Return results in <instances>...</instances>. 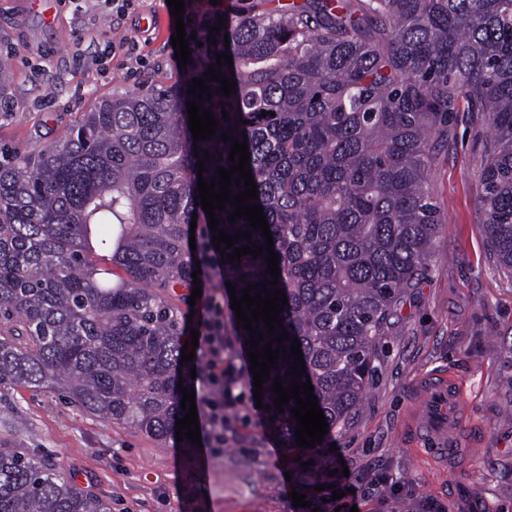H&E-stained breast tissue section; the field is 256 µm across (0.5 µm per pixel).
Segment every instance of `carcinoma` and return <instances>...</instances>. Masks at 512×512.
Segmentation results:
<instances>
[{"mask_svg": "<svg viewBox=\"0 0 512 512\" xmlns=\"http://www.w3.org/2000/svg\"><path fill=\"white\" fill-rule=\"evenodd\" d=\"M185 7L200 46L183 82L103 98L55 144L0 162V386L56 391L158 439L176 433L189 412L177 384L197 362L180 363L188 336L169 295L191 287L199 251L215 252L194 197L198 178L232 166V142L221 140L231 128L248 141L259 193L249 203L263 207L287 295L279 318L290 338L262 395L270 428L295 448L296 403L279 411L271 391L278 377L293 382L292 339L330 437L361 403L400 288L434 246L429 141L459 96L489 125L481 202L497 261L512 271V0L251 5L224 17L215 45L217 14ZM225 51L233 67L220 71L237 84L228 97L204 76ZM195 78L214 93L202 107L220 122L197 143L187 112ZM233 210L215 211L218 227L266 246L245 218L228 221ZM193 220L203 225L195 251ZM266 256L224 264L237 297L270 277ZM114 266L124 271L115 281ZM0 512L112 506L50 456L0 448Z\"/></svg>", "mask_w": 512, "mask_h": 512, "instance_id": "cac0c4a2", "label": "carcinoma"}]
</instances>
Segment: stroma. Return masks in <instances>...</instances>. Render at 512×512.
I'll return each instance as SVG.
<instances>
[{
  "mask_svg": "<svg viewBox=\"0 0 512 512\" xmlns=\"http://www.w3.org/2000/svg\"><path fill=\"white\" fill-rule=\"evenodd\" d=\"M169 12L166 0L124 12L108 0H0V55L12 64L0 85V150L49 145L95 99L179 82L171 35L155 24ZM109 40L121 48L97 65ZM488 136L485 118L460 98L431 140L429 192L442 222L384 327L362 407L336 430L335 475L304 469L320 449L285 448L248 386L224 408L223 447L201 450L89 415L55 392L5 389L0 446L50 454L112 512H312L321 483L341 492L340 512H374L377 501L344 496V466L399 482L396 512H422L427 498L447 512H512V273L493 253L480 202ZM438 374L459 395L462 453L446 464L410 428L426 412L422 386ZM292 489L307 506H294Z\"/></svg>",
  "mask_w": 512,
  "mask_h": 512,
  "instance_id": "stroma-1",
  "label": "stroma"
}]
</instances>
